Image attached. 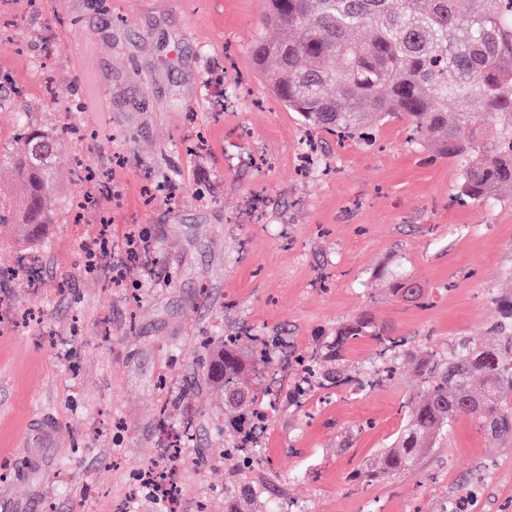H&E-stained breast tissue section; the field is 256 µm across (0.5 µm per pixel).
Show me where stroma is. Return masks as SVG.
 <instances>
[{"instance_id": "1", "label": "stroma", "mask_w": 512, "mask_h": 512, "mask_svg": "<svg viewBox=\"0 0 512 512\" xmlns=\"http://www.w3.org/2000/svg\"><path fill=\"white\" fill-rule=\"evenodd\" d=\"M263 10L0 0V198L18 191L7 155L23 147L19 122L78 133L53 164L47 239L23 244L0 222V512H163L141 474L167 431L186 434L175 477L203 512H443L461 495L468 512H512V438L466 414L407 471L353 476L400 430L415 354L500 342L512 191L459 205L455 162L408 150L396 120L369 150L310 131L253 66ZM165 182L179 184L175 201L156 194ZM23 255L39 288L13 273ZM399 273L428 287L423 304L391 297ZM366 308L406 342L393 379L368 340L324 399L291 398L294 363L249 372L267 422L238 482L206 340L294 359Z\"/></svg>"}]
</instances>
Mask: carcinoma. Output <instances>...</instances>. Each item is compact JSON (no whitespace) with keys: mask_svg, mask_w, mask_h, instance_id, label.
<instances>
[{"mask_svg":"<svg viewBox=\"0 0 512 512\" xmlns=\"http://www.w3.org/2000/svg\"><path fill=\"white\" fill-rule=\"evenodd\" d=\"M262 25L285 36L254 42L255 69L305 124L364 147L368 130L401 118L409 149L455 160L457 202H493L512 188V0H265ZM477 112L487 126L461 139ZM18 131L25 139V150L12 159L19 193L0 200V212L14 211L20 240L33 245L48 234L55 214L49 168L31 163L30 151L38 141L59 151L61 131L26 124ZM390 292L413 303L426 288L398 275ZM495 305L505 333L497 347L463 338L441 356L417 358L421 391L408 398L406 422L376 465L393 473L410 467L448 437L462 413L493 439L512 435V296ZM364 338L381 356L402 343L365 310L339 325L320 357L339 366L348 345ZM250 370L238 348L211 343L212 383L240 393ZM258 401L247 395L226 407L243 420H263ZM375 464L363 465L356 477L371 476Z\"/></svg>","mask_w":512,"mask_h":512,"instance_id":"1","label":"carcinoma"}]
</instances>
